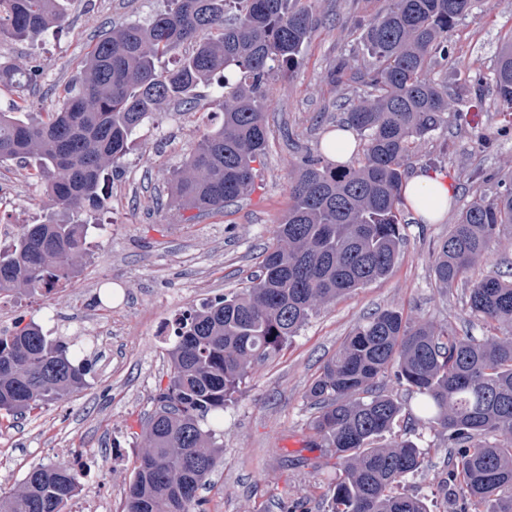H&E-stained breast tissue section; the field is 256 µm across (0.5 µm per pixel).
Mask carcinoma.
I'll return each mask as SVG.
<instances>
[{
    "label": "carcinoma",
    "instance_id": "cac0c4a2",
    "mask_svg": "<svg viewBox=\"0 0 512 512\" xmlns=\"http://www.w3.org/2000/svg\"><path fill=\"white\" fill-rule=\"evenodd\" d=\"M146 23L112 28L81 61L56 111L45 120L0 110V162L35 158L50 175L51 201L91 216L103 209L105 172L129 149L134 130L171 103L194 108L197 89L216 84L220 125L207 130L169 179L173 202L204 215L248 195L270 137L264 87L299 68L318 17L314 0H167ZM472 0H384L362 28L363 63L329 73L363 87L341 120L363 141L343 169L305 156L290 186L277 244L250 285L185 310L168 350L169 383L155 397L125 512H205L198 495L223 453L224 407L253 365L278 353L321 305L386 276L403 241L405 161L448 112V81L470 127L482 112L477 73L439 80L451 33ZM68 0H0V40H35L67 19ZM173 57L169 66L164 56ZM45 64L19 69L0 60V85L38 81ZM495 87L512 112V43L498 57ZM512 225V184L474 200L433 251L437 288L464 279L500 227ZM90 224L49 219L20 226L0 249V295L49 293L74 272ZM470 317L496 330L474 336L453 325L411 322L384 309L359 324L312 381L309 443L335 458L327 512H429L398 487L423 465L409 438L378 440L409 406L386 390L390 379L418 397L424 421L448 444L449 475L460 497L489 512H512V280L486 276L468 288ZM91 366L64 339L18 321L0 331V411L23 416L86 387ZM83 490L69 465H41L21 489L0 494V512H63Z\"/></svg>",
    "mask_w": 512,
    "mask_h": 512
}]
</instances>
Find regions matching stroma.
<instances>
[{
  "label": "stroma",
  "instance_id": "stroma-1",
  "mask_svg": "<svg viewBox=\"0 0 512 512\" xmlns=\"http://www.w3.org/2000/svg\"><path fill=\"white\" fill-rule=\"evenodd\" d=\"M382 0H318L321 19L292 73L280 72L267 88L266 120L271 130L265 155L255 164V189L224 210L191 216L170 199L168 177L181 166L200 135L218 122L213 88L202 86L199 121L169 106L135 133L127 155L107 184V204L87 238L77 273L51 293L0 299V328L35 321L52 337H64L94 367L87 386L70 398L25 417L0 415V493L17 490L33 467L67 462L82 473V500L98 512H122L143 446L142 429L155 408L154 397L168 384L167 335L184 310L215 295L248 285L263 254L275 244V228L288 210L291 172L305 155H317L333 130L342 97L327 73L338 60L352 59L359 32L356 18L378 10ZM166 0H71L65 25L34 41L0 42V56L20 67L45 63L38 84L25 89L0 86V108L30 117L57 108L66 84L99 38L113 25L146 20L165 10ZM512 40V0H472L468 16L452 34L449 70L471 68L484 77L481 129L459 127L455 116L418 146L406 164L407 176L438 159V173L457 188L443 220L425 224L403 212L404 243L392 272L319 307L274 357L257 365L238 399L224 410V455L202 495L206 512H322L336 461L306 442L313 413L307 392L323 364L356 325L386 308L405 318L440 327L450 323L483 335L471 321L468 283L498 272L512 278V227H502L467 280L440 292L432 252L459 212L478 198L492 199L501 178L512 176V133L491 142L482 128H497L505 115L494 92L498 55ZM35 165L0 163V224H38L45 218L75 220V212L53 207L46 178ZM410 437L424 456L422 469L402 492L423 500L430 512H459L460 500L448 481V448L430 425L406 430L397 423L385 442Z\"/></svg>",
  "mask_w": 512,
  "mask_h": 512
}]
</instances>
